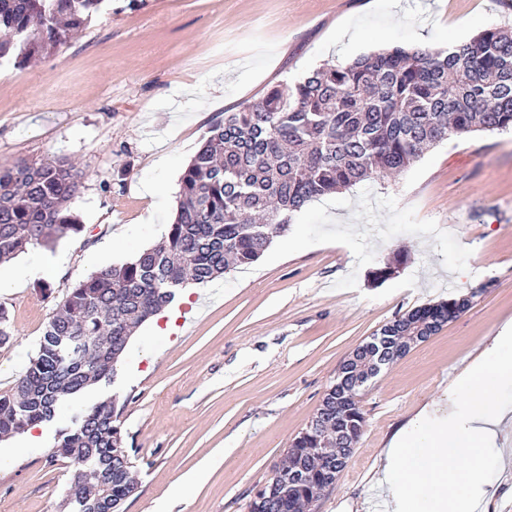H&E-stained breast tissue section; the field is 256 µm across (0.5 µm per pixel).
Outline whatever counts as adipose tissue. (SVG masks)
I'll list each match as a JSON object with an SVG mask.
<instances>
[{"mask_svg": "<svg viewBox=\"0 0 512 512\" xmlns=\"http://www.w3.org/2000/svg\"><path fill=\"white\" fill-rule=\"evenodd\" d=\"M505 388H512V324L455 381L467 410L453 427L437 428L423 411L395 433L385 450L386 512H481L486 447L512 419L497 398Z\"/></svg>", "mask_w": 512, "mask_h": 512, "instance_id": "adipose-tissue-1", "label": "adipose tissue"}]
</instances>
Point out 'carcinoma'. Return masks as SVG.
Segmentation results:
<instances>
[{
  "label": "carcinoma",
  "mask_w": 512,
  "mask_h": 512,
  "mask_svg": "<svg viewBox=\"0 0 512 512\" xmlns=\"http://www.w3.org/2000/svg\"><path fill=\"white\" fill-rule=\"evenodd\" d=\"M112 0H0V67L20 66L66 43ZM512 129V28L485 29L446 49L393 46L325 64L282 82L260 101L209 127L180 183L176 215L162 241L67 288L15 385L0 393V437L52 421L114 370L129 339L178 288L204 284L230 265L251 264L286 234L309 202L373 177L398 175L425 150L473 132ZM83 174L69 160L21 158L0 166V262L83 231L72 204ZM460 300L412 310L450 322ZM322 420L352 451L364 416L325 393ZM111 400L71 409L50 461L77 465L75 488L57 512H121L137 478ZM336 459L323 433L303 428L283 466L256 490L249 512H304L332 483ZM303 478L288 502V475Z\"/></svg>",
  "instance_id": "cac0c4a2"
}]
</instances>
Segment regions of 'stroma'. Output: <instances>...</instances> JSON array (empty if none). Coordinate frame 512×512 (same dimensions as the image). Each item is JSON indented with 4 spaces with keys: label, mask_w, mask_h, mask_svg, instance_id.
<instances>
[{
    "label": "stroma",
    "mask_w": 512,
    "mask_h": 512,
    "mask_svg": "<svg viewBox=\"0 0 512 512\" xmlns=\"http://www.w3.org/2000/svg\"><path fill=\"white\" fill-rule=\"evenodd\" d=\"M112 0L110 10L36 62L0 72V165L67 158L84 173L73 208L84 229L0 264H53L0 305V391L35 355L68 286L161 241L181 176L209 126L281 82L395 45L442 49L512 24V0ZM223 102L202 107L211 84ZM157 185L155 196L142 184ZM290 235L253 264L179 289L166 332L145 322L114 376L79 398L113 399L137 474L124 512H248L318 408L339 365L412 309L448 297L468 308L360 397L363 433L315 512H382L380 455L512 321V132L453 138L395 177L310 202ZM395 264V272L378 277ZM0 441V512H55L69 460ZM204 466L185 497L168 490Z\"/></svg>",
    "instance_id": "1"
}]
</instances>
